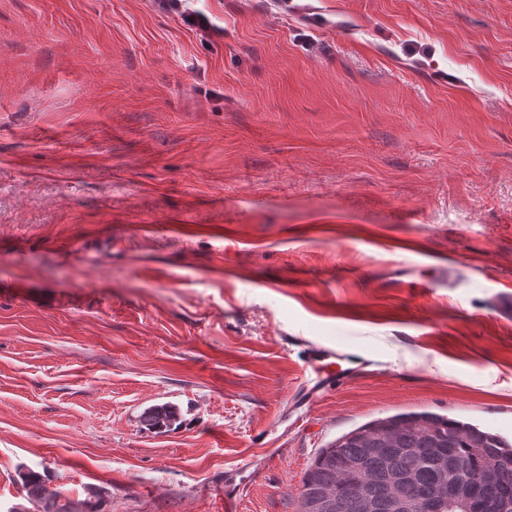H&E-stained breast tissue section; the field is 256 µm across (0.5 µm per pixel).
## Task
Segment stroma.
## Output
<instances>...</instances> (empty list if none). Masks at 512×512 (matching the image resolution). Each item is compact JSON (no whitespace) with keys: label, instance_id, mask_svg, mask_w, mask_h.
Segmentation results:
<instances>
[{"label":"stroma","instance_id":"obj_1","mask_svg":"<svg viewBox=\"0 0 512 512\" xmlns=\"http://www.w3.org/2000/svg\"><path fill=\"white\" fill-rule=\"evenodd\" d=\"M422 410L512 440V0H0V512H300ZM324 350L321 348L313 349L307 360V376H305L303 394L307 395L305 404L318 396L327 386H330L328 365L323 363L326 358ZM177 416V407L172 404L154 405L144 410L141 423L149 430H160L171 425ZM20 478L27 499L43 505V512H75L71 502L60 503V495L48 491L40 472L29 469Z\"/></svg>","mask_w":512,"mask_h":512}]
</instances>
